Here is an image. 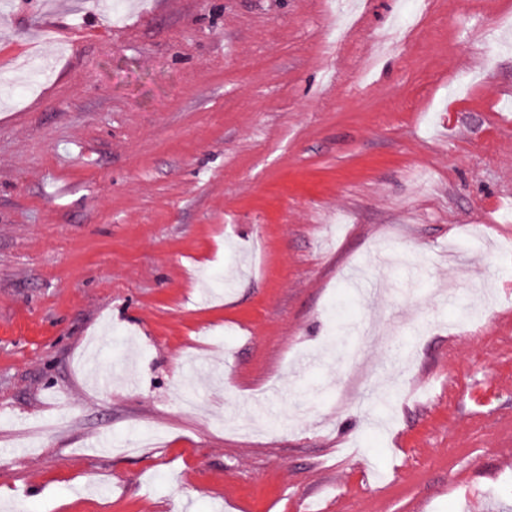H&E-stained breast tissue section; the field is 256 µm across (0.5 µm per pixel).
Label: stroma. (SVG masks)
I'll list each match as a JSON object with an SVG mask.
<instances>
[{
  "label": "stroma",
  "mask_w": 512,
  "mask_h": 512,
  "mask_svg": "<svg viewBox=\"0 0 512 512\" xmlns=\"http://www.w3.org/2000/svg\"><path fill=\"white\" fill-rule=\"evenodd\" d=\"M357 3L0 0V512H512V0Z\"/></svg>",
  "instance_id": "35a3bbf8"
}]
</instances>
